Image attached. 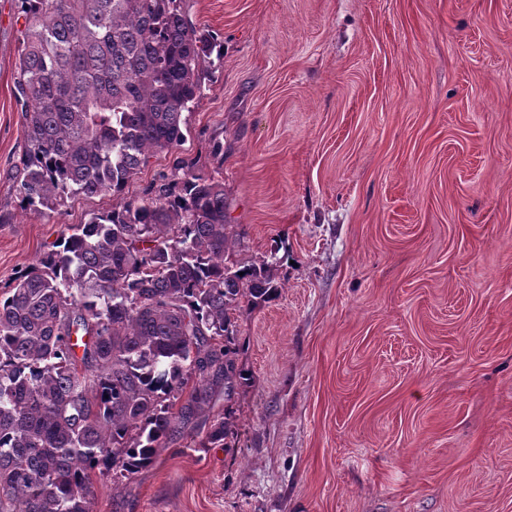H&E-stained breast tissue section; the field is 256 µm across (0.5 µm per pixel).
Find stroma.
Listing matches in <instances>:
<instances>
[{"label":"stroma","instance_id":"1","mask_svg":"<svg viewBox=\"0 0 512 512\" xmlns=\"http://www.w3.org/2000/svg\"><path fill=\"white\" fill-rule=\"evenodd\" d=\"M219 44L175 157L224 183L232 262L277 252L244 311L250 371L153 466L94 483L92 512H512V0H184ZM0 0V290L66 225L22 210L15 63ZM222 143L223 155L213 152Z\"/></svg>","mask_w":512,"mask_h":512}]
</instances>
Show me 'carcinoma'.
Wrapping results in <instances>:
<instances>
[{"instance_id":"1","label":"carcinoma","mask_w":512,"mask_h":512,"mask_svg":"<svg viewBox=\"0 0 512 512\" xmlns=\"http://www.w3.org/2000/svg\"><path fill=\"white\" fill-rule=\"evenodd\" d=\"M20 207L119 195L184 141L212 35L183 0H19ZM151 196L92 213L0 293V512H90L93 478L150 467L224 389L226 440L248 380L240 313L277 296V254L230 263L224 183L173 161Z\"/></svg>"}]
</instances>
